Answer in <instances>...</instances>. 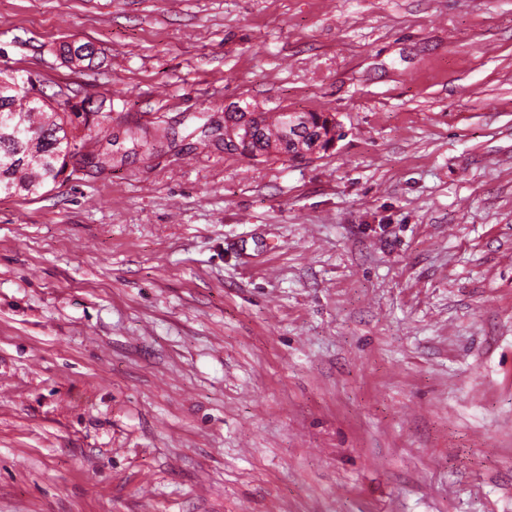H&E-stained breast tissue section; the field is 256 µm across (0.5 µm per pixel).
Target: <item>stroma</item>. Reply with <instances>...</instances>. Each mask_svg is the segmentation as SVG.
I'll list each match as a JSON object with an SVG mask.
<instances>
[{"instance_id": "35a3bbf8", "label": "stroma", "mask_w": 512, "mask_h": 512, "mask_svg": "<svg viewBox=\"0 0 512 512\" xmlns=\"http://www.w3.org/2000/svg\"><path fill=\"white\" fill-rule=\"evenodd\" d=\"M0 72L342 132L0 194V512H512V0H0ZM302 113L307 118V120L301 128V133L296 134V136L302 138V142L306 148H309V146L319 141L317 146L321 149L317 154H320L322 151H326L328 149L327 143L329 142L327 139L330 131L329 124L334 123L332 127H336L335 117L330 114L325 115L321 112Z\"/></svg>"}]
</instances>
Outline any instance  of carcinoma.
Returning <instances> with one entry per match:
<instances>
[{"label": "carcinoma", "mask_w": 512, "mask_h": 512, "mask_svg": "<svg viewBox=\"0 0 512 512\" xmlns=\"http://www.w3.org/2000/svg\"><path fill=\"white\" fill-rule=\"evenodd\" d=\"M58 56L74 68L93 63V58L72 51L68 43L59 47ZM23 79L22 75H0V193L27 198L55 182L70 164L105 170L140 151L159 153L181 134L175 125L157 116L148 127L128 129L125 148L88 152L87 144L100 142L114 120L112 110L101 101L93 109L80 111L68 99L62 108L42 94L31 98L14 92L13 86ZM304 116L306 123L298 134L304 146L316 143L327 150L329 125L336 122L335 117L321 112ZM224 123L235 130L242 154L253 159L280 157L293 150L286 112H226ZM216 131L207 120L190 135L207 147Z\"/></svg>", "instance_id": "1"}]
</instances>
